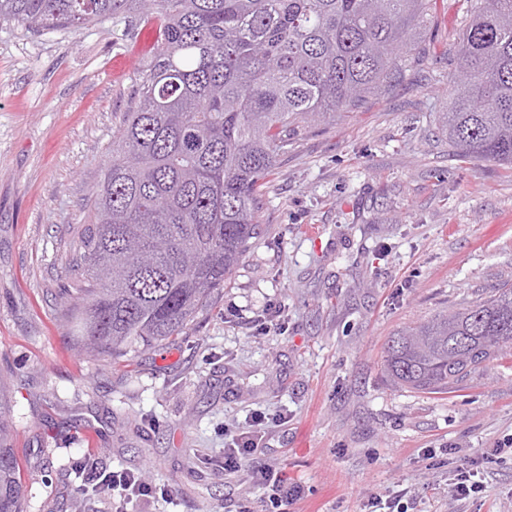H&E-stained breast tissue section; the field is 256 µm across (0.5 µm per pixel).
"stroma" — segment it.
Instances as JSON below:
<instances>
[{"mask_svg": "<svg viewBox=\"0 0 512 512\" xmlns=\"http://www.w3.org/2000/svg\"><path fill=\"white\" fill-rule=\"evenodd\" d=\"M468 20L467 0H435L401 74L298 136L262 234L186 335L118 364L75 350L59 291L158 23L0 22V381L26 512H114L81 493L88 461L144 475L132 512H237L261 492L225 474L224 431L259 415L253 465L305 488L288 512H362L404 488L409 512H512V455H484L512 437V360L444 395L383 372L402 327L512 284V170L459 158L438 129ZM472 469L481 492L452 497Z\"/></svg>", "mask_w": 512, "mask_h": 512, "instance_id": "obj_1", "label": "stroma"}]
</instances>
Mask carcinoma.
Segmentation results:
<instances>
[{"mask_svg":"<svg viewBox=\"0 0 512 512\" xmlns=\"http://www.w3.org/2000/svg\"><path fill=\"white\" fill-rule=\"evenodd\" d=\"M433 0H0L32 33L160 17L61 293L75 349L120 359L186 333L261 231L259 199L310 123L336 120L399 72ZM439 130L457 156L512 169V0H471ZM512 356V286L388 340L391 382L445 394ZM26 486L0 423V512Z\"/></svg>","mask_w":512,"mask_h":512,"instance_id":"obj_1","label":"carcinoma"}]
</instances>
